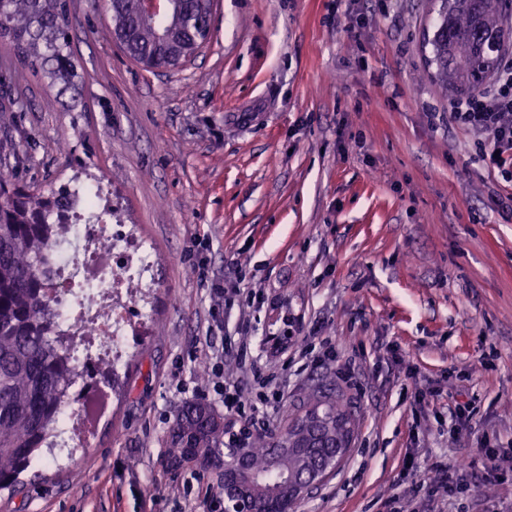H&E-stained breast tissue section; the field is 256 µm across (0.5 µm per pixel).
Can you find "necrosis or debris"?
I'll return each mask as SVG.
<instances>
[{
    "label": "necrosis or debris",
    "instance_id": "obj_1",
    "mask_svg": "<svg viewBox=\"0 0 512 512\" xmlns=\"http://www.w3.org/2000/svg\"><path fill=\"white\" fill-rule=\"evenodd\" d=\"M157 257L102 189L80 186L51 246L50 290L59 330L68 336L77 388L47 440L56 461L91 445L96 415L83 397L103 373L121 375L130 346L150 323Z\"/></svg>",
    "mask_w": 512,
    "mask_h": 512
}]
</instances>
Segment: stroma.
I'll list each match as a JSON object with an SVG mask.
<instances>
[{
	"label": "stroma",
	"mask_w": 512,
	"mask_h": 512,
	"mask_svg": "<svg viewBox=\"0 0 512 512\" xmlns=\"http://www.w3.org/2000/svg\"><path fill=\"white\" fill-rule=\"evenodd\" d=\"M440 0H213L185 66L145 70L93 0H69L77 92L0 44V172L47 190L95 183L154 249L159 291L91 448L37 453L0 512H204L201 466L163 457L176 413L224 400L199 374L236 337L224 279L263 293L247 358L285 391L269 432L335 388L354 446L293 512H507L512 467L480 490L434 489L481 434L512 452V210L491 189L487 137L450 120L427 59ZM332 341L304 366L295 342ZM468 404L472 426L436 423ZM417 469L404 465L408 455ZM418 482L416 501L394 502Z\"/></svg>",
	"instance_id": "stroma-1"
}]
</instances>
